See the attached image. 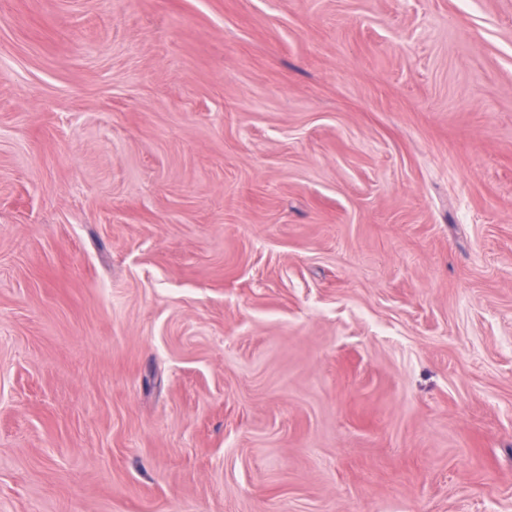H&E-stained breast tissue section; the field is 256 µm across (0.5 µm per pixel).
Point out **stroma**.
Listing matches in <instances>:
<instances>
[{
	"mask_svg": "<svg viewBox=\"0 0 512 512\" xmlns=\"http://www.w3.org/2000/svg\"><path fill=\"white\" fill-rule=\"evenodd\" d=\"M0 512H512V0H0Z\"/></svg>",
	"mask_w": 512,
	"mask_h": 512,
	"instance_id": "1",
	"label": "stroma"
}]
</instances>
